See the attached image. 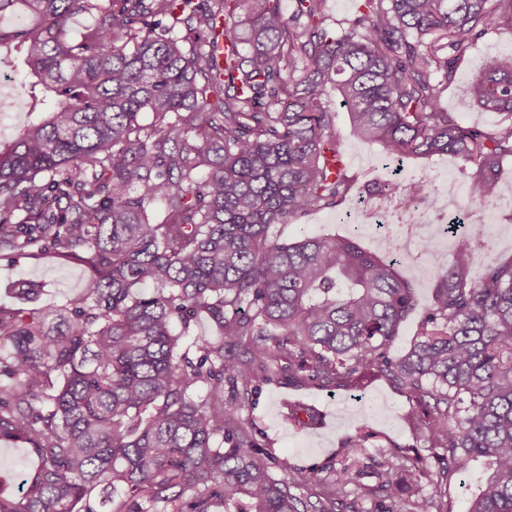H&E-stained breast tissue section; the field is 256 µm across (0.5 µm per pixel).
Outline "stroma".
I'll use <instances>...</instances> for the list:
<instances>
[{
    "label": "stroma",
    "instance_id": "1",
    "mask_svg": "<svg viewBox=\"0 0 512 512\" xmlns=\"http://www.w3.org/2000/svg\"><path fill=\"white\" fill-rule=\"evenodd\" d=\"M512 53V29L503 27L486 32L475 39L465 58L456 65L455 80L443 99V105L462 123L495 130L502 115L485 112L474 106L467 89L477 74V62L488 54ZM336 132L339 134L348 175L364 178L380 156L377 148L363 144L350 132L345 112H338ZM337 213L323 210L289 224L278 225L281 239L295 241L320 233L348 234L347 225L337 222ZM87 278L82 267L64 263L51 252L32 257L19 252L0 257V309H40L69 305L82 294ZM29 280L42 283L43 289L32 301L16 297L17 282ZM303 403L321 414L319 424L304 430L283 419L284 406ZM411 406L409 396L381 373L372 371L356 386L322 388L271 383L262 386L247 413L254 419L261 435L264 451L288 461L303 471H317L318 481L309 483L308 492H319L321 479L338 468L342 449L348 438L360 425H368L373 438L355 466L356 481L361 485H375L374 471L386 460L397 462L400 471H407L412 461H420L432 473L438 474L447 452L430 447L421 430L405 418ZM38 459L26 440L0 439V490L17 493L24 478L33 473ZM485 475L482 462H470L467 470L449 472L439 482L425 484L424 493L436 494L443 512H467L471 499L477 494L480 480Z\"/></svg>",
    "mask_w": 512,
    "mask_h": 512
}]
</instances>
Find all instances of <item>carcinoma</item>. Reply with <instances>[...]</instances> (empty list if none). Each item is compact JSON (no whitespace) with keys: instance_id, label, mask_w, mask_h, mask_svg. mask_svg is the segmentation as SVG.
Returning a JSON list of instances; mask_svg holds the SVG:
<instances>
[{"instance_id":"1","label":"carcinoma","mask_w":512,"mask_h":512,"mask_svg":"<svg viewBox=\"0 0 512 512\" xmlns=\"http://www.w3.org/2000/svg\"><path fill=\"white\" fill-rule=\"evenodd\" d=\"M324 3L295 0L288 16L281 0H0V23L24 18L0 26V63L25 50L41 116L0 145V253L51 247L88 272L53 337L0 309V438L38 458L0 512H376L363 502L379 494L442 512L429 470L400 480L388 461L344 502L366 433L315 496L294 493L303 471L259 457L242 409L261 384L355 385L371 368L448 449L442 471L488 460L468 512H512V258L474 279L490 234L442 225L451 262L421 243L431 303L392 356L417 306L394 263L352 234L275 231L353 189L332 97L390 160L476 165L469 200L498 206L512 123L463 126L441 99L470 42L512 27V0H362L338 30ZM470 97L512 118V54L483 58ZM435 189L428 174L394 186L406 200ZM200 315L220 339L191 332Z\"/></svg>"}]
</instances>
